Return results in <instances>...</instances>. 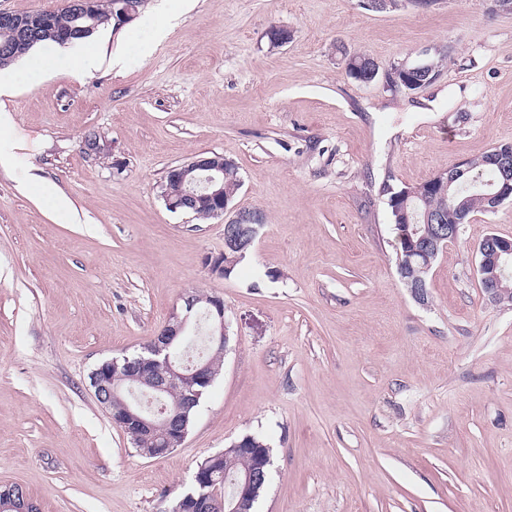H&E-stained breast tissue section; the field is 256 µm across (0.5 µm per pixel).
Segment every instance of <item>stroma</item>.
I'll return each instance as SVG.
<instances>
[{"label":"stroma","mask_w":512,"mask_h":512,"mask_svg":"<svg viewBox=\"0 0 512 512\" xmlns=\"http://www.w3.org/2000/svg\"><path fill=\"white\" fill-rule=\"evenodd\" d=\"M487 7L146 0L94 34L82 77L50 48L16 61L0 97V483L41 512H167L197 463L258 433L272 466L255 512H512V304L475 273L487 234L512 237V202L462 226L422 304L388 207L389 189L512 142V14ZM340 44L383 70L450 56L432 85L391 91L350 77ZM202 152L234 162L233 207L266 217L227 279L205 264L224 218L162 197ZM188 291L223 298L228 351L183 445L147 459L89 375L140 352Z\"/></svg>","instance_id":"35a3bbf8"}]
</instances>
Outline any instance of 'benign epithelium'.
I'll return each mask as SVG.
<instances>
[{
  "mask_svg": "<svg viewBox=\"0 0 512 512\" xmlns=\"http://www.w3.org/2000/svg\"><path fill=\"white\" fill-rule=\"evenodd\" d=\"M142 7L141 0H118V7L112 10V18L115 24L120 26L134 19ZM0 27L13 31L20 36H33L34 24L25 23L15 14L8 11H0ZM413 69L403 63L397 68L385 71L386 82L397 80L410 88V76ZM228 160L219 154H200L190 161L171 167L166 179L180 185L176 193L164 191L162 196L166 206L174 211L195 213L206 209L215 218L227 213L233 214L229 220L231 224L251 225V236L248 244H253L260 229L264 226L261 216L250 210H235L230 207L233 200L231 194L224 191V165ZM494 165L499 172V179L493 192L487 195V199L496 209L505 202L512 201V150L501 152L494 158ZM465 161L460 160L439 172L431 179L429 188L448 186L464 174ZM437 226L439 238L436 243L426 244L419 248L413 241H408V246L403 251L400 259V270L408 266H417L421 276L413 281H405L411 295L419 302L427 300V278L432 268V257L437 255L438 248H447L455 243L460 235L462 222L454 216L437 214L433 216ZM479 261L477 275L479 286L487 300L494 304L508 301L512 296L502 276L503 269L512 263V238H505L497 234H489L483 238L478 247ZM182 305L173 309L166 325L153 337L156 355L165 354V358H171V352L176 350L187 335L191 325V315L196 309L195 293L188 292L181 297ZM208 320L209 348L217 354H225L227 351V330L224 317V299L214 296L206 310ZM156 359H143L131 370L129 376L132 385L128 391L135 389L145 394L154 396H167L180 394L173 406L163 405L155 414L144 411L134 403H129L121 411L110 410L112 396L120 391L116 385L113 371L104 363L90 374V386L94 396L102 409L108 413L112 423L123 433H131L138 442L145 440L150 447L144 448L141 455L152 458L158 454L170 453L180 447L188 434L186 417L188 412L198 404L199 391L196 387L205 386L213 382L214 374L211 371L210 361H199L190 369H185L181 364L168 363L163 372H157ZM231 452L247 454L255 458L253 468L245 472L237 483V489L230 498L224 500L213 499L205 493L194 495L188 493L177 499L166 512H251L252 503L257 493L265 486L269 479L270 453H261L255 448H250L245 441L237 442L224 451L211 457L212 467L209 470H199L195 475V481L199 485L209 483L218 470L217 464L223 457Z\"/></svg>",
  "mask_w": 512,
  "mask_h": 512,
  "instance_id": "1",
  "label": "benign epithelium"
}]
</instances>
